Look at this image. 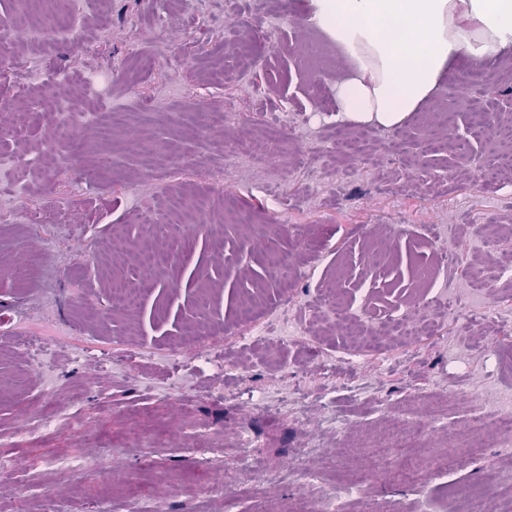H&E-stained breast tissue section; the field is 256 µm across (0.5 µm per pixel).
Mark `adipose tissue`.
<instances>
[{
	"label": "adipose tissue",
	"instance_id": "adipose-tissue-1",
	"mask_svg": "<svg viewBox=\"0 0 512 512\" xmlns=\"http://www.w3.org/2000/svg\"><path fill=\"white\" fill-rule=\"evenodd\" d=\"M312 18L350 64L333 87L336 116L400 125L462 56L512 48V0H312Z\"/></svg>",
	"mask_w": 512,
	"mask_h": 512
}]
</instances>
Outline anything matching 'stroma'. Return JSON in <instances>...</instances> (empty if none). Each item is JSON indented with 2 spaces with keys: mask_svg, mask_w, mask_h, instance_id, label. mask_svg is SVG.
Wrapping results in <instances>:
<instances>
[{
  "mask_svg": "<svg viewBox=\"0 0 512 512\" xmlns=\"http://www.w3.org/2000/svg\"><path fill=\"white\" fill-rule=\"evenodd\" d=\"M308 8L53 0L37 26L26 0H0V156L53 137L24 98L65 95L83 115L41 173L0 177V512H318L353 476L343 512H445L448 484L512 507V441L493 422L454 452L481 389L512 398V186L485 182L501 145L472 123L512 98V49L494 77L467 60L443 78L422 112L449 125L414 112L342 133L347 63ZM179 197L189 215L172 224ZM435 235L449 304L402 339L392 321L417 320ZM118 278L142 289L138 312L113 302ZM329 287L377 334L321 329ZM394 426L415 438L409 464L376 459ZM58 456L101 473L45 466Z\"/></svg>",
  "mask_w": 512,
  "mask_h": 512,
  "instance_id": "stroma-1",
  "label": "stroma"
}]
</instances>
